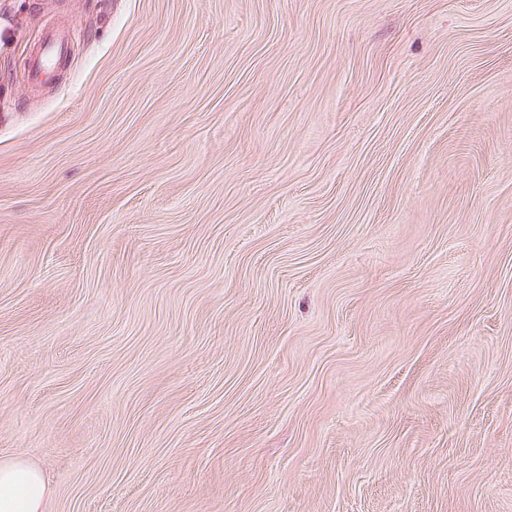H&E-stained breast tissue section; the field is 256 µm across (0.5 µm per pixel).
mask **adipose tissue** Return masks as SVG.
<instances>
[{
    "label": "adipose tissue",
    "mask_w": 512,
    "mask_h": 512,
    "mask_svg": "<svg viewBox=\"0 0 512 512\" xmlns=\"http://www.w3.org/2000/svg\"><path fill=\"white\" fill-rule=\"evenodd\" d=\"M43 474L21 458L0 460V512H42Z\"/></svg>",
    "instance_id": "1"
}]
</instances>
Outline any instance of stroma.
<instances>
[{"mask_svg":"<svg viewBox=\"0 0 512 512\" xmlns=\"http://www.w3.org/2000/svg\"><path fill=\"white\" fill-rule=\"evenodd\" d=\"M16 455L43 512H512V0H0Z\"/></svg>","mask_w":512,"mask_h":512,"instance_id":"35a3bbf8","label":"stroma"}]
</instances>
